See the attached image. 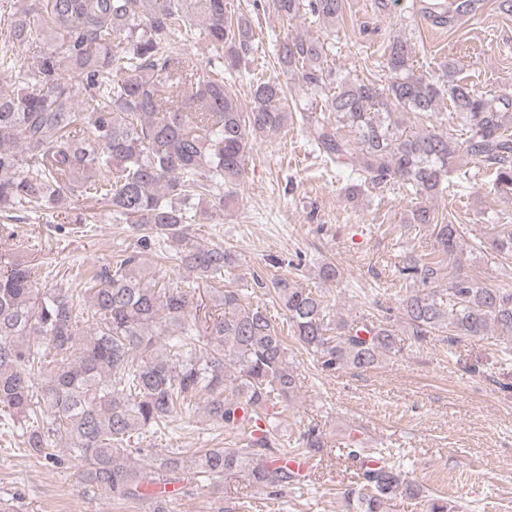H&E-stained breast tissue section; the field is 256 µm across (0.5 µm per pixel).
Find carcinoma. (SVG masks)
Returning a JSON list of instances; mask_svg holds the SVG:
<instances>
[{"instance_id": "carcinoma-1", "label": "carcinoma", "mask_w": 512, "mask_h": 512, "mask_svg": "<svg viewBox=\"0 0 512 512\" xmlns=\"http://www.w3.org/2000/svg\"><path fill=\"white\" fill-rule=\"evenodd\" d=\"M467 2L448 0L434 20L452 23ZM272 4L287 18L304 12L326 23L344 13V0ZM5 23L8 42L29 51L32 63L0 49V71L14 74L13 88L0 90V237H15L25 213L58 218L78 198L104 200L113 221L140 233L143 250L209 283L212 312L203 320L193 297L149 276L137 253L86 267L76 294L40 289L25 261L0 259V410L20 426L29 457L60 465L63 451L79 462L87 496L168 512L156 486L200 483L218 492L235 475L278 496L305 482L288 466L292 455L332 452L316 425L285 441L287 402L300 384L287 337L267 309L247 302L245 289L224 285L238 267L235 255L186 232L224 214L254 142L290 122L325 161L354 172L348 199L396 182L421 197L404 223L431 230L434 244L398 268L405 284L398 322L408 336L424 342L446 332L458 345L493 330L512 342V292L464 272L459 225L430 205L462 156L483 162L496 189L512 191V91L479 93L449 65L442 82L419 76L412 44L398 36L384 63L393 80L350 81L334 91L324 43L297 36L280 42L277 63L320 108H285L287 86L270 77L256 82L243 112L224 71L240 66L253 32L227 0H20ZM200 39L215 49L206 73L181 48ZM445 97L467 125L466 138L394 132L402 124L396 116L430 117ZM492 246L512 255V229L498 232ZM450 264L457 273L444 288ZM268 295L323 371H367L400 351L387 317L338 318L322 291L285 278ZM201 402L211 425L246 435L245 445L208 448L190 460L131 448ZM344 451L361 461L345 512H388L398 498L425 495L383 449L352 438ZM427 512L455 510L448 498L429 495Z\"/></svg>"}]
</instances>
